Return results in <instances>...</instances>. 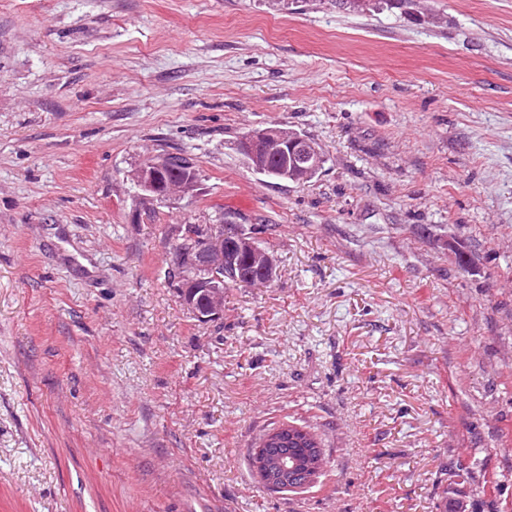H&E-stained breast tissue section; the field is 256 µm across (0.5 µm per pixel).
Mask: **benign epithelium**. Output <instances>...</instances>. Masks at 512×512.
Listing matches in <instances>:
<instances>
[{
	"mask_svg": "<svg viewBox=\"0 0 512 512\" xmlns=\"http://www.w3.org/2000/svg\"><path fill=\"white\" fill-rule=\"evenodd\" d=\"M242 153L258 172L268 175L267 162L274 153L285 152L294 158V168L285 178L303 182L320 166L319 149L299 133L268 126L248 132L240 143ZM165 156L145 160L133 173V181L145 199L160 201L182 200L197 191L198 181L192 174L180 180H170L166 174ZM194 257L188 261L179 257L180 275L176 288L184 307L202 322H215L224 316V281L218 272L239 265L246 258L249 265L271 275L276 271L272 253L257 245L254 233L240 232L236 246L224 245V226L203 225V233L192 236ZM304 432L291 426L272 430L264 444L254 450L256 465L262 483L274 491H297L298 480L305 476L312 480L322 473L326 458L320 448L297 450L293 444L301 442Z\"/></svg>",
	"mask_w": 512,
	"mask_h": 512,
	"instance_id": "obj_1",
	"label": "benign epithelium"
}]
</instances>
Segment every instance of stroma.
Returning <instances> with one entry per match:
<instances>
[{
	"label": "stroma",
	"instance_id": "obj_1",
	"mask_svg": "<svg viewBox=\"0 0 512 512\" xmlns=\"http://www.w3.org/2000/svg\"><path fill=\"white\" fill-rule=\"evenodd\" d=\"M278 125L325 163L256 173ZM191 155L193 197L143 199ZM277 271L202 323L172 227ZM314 428L299 493L250 465ZM512 512V0H0V512ZM302 135L276 125L257 128L243 137L240 148L250 165L265 175L270 174V171L267 170V162L273 153L285 152L288 155L290 153L294 158V168H291L284 176L299 183L311 176L309 180L303 182L305 184L318 174L314 173L320 166V151L307 140L305 135ZM323 163L324 160H322V165ZM287 165L288 158L285 155H281L277 159L271 158L268 162V166L271 168L284 169ZM171 172L181 174L184 170L192 169L198 178L196 166L190 157L182 154H166ZM167 160L164 155L145 160L133 173V181L142 192L143 199L176 201L192 196L198 187L197 178L192 172L180 180H169L166 174Z\"/></svg>",
	"mask_w": 512,
	"mask_h": 512
}]
</instances>
